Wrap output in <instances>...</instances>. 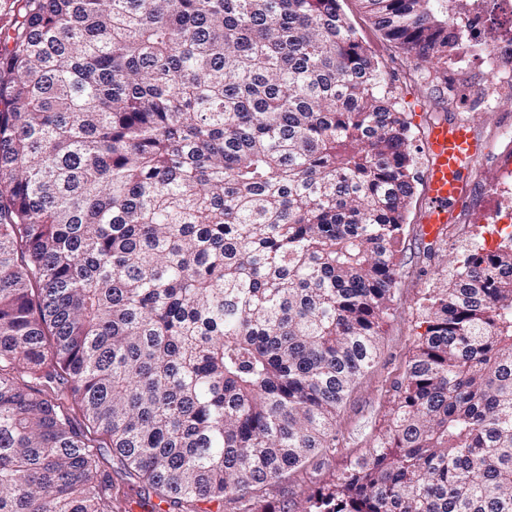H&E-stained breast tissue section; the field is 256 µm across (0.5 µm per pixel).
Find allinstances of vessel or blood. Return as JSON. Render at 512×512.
I'll return each mask as SVG.
<instances>
[{
	"label": "vessel or blood",
	"instance_id": "obj_1",
	"mask_svg": "<svg viewBox=\"0 0 512 512\" xmlns=\"http://www.w3.org/2000/svg\"><path fill=\"white\" fill-rule=\"evenodd\" d=\"M425 152L427 207L422 232L435 239L445 225L456 222L462 200L470 195L469 165L482 154L483 144L469 122L440 121L429 128Z\"/></svg>",
	"mask_w": 512,
	"mask_h": 512
}]
</instances>
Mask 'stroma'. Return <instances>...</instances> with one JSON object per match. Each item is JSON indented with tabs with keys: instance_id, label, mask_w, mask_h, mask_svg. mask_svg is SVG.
I'll return each instance as SVG.
<instances>
[{
	"instance_id": "1",
	"label": "stroma",
	"mask_w": 512,
	"mask_h": 512,
	"mask_svg": "<svg viewBox=\"0 0 512 512\" xmlns=\"http://www.w3.org/2000/svg\"><path fill=\"white\" fill-rule=\"evenodd\" d=\"M357 38L382 67L415 127L411 151L415 172L426 167L424 149L426 115L471 123L482 139L503 127L512 128V92L490 104H480L483 92L496 81L494 74L476 66L449 73L447 81L435 80L437 62L422 61L388 41L362 9L359 0H339ZM512 156V141L498 142L475 161V185L457 223L447 225L436 242L423 239L420 226L426 207L425 190L416 186L402 244L400 277L391 310L382 325L379 351L373 366L354 384L336 416V451L311 459L303 469L273 483L264 500L279 512H300L304 500L331 476L364 454L387 423V414L398 383L412 357L421 332L422 305L436 275L447 274L468 249L482 245L499 200L498 184L505 181L502 165Z\"/></svg>"
}]
</instances>
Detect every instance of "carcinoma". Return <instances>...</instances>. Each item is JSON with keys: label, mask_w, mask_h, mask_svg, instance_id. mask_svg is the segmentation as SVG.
Here are the masks:
<instances>
[{"label": "carcinoma", "mask_w": 512, "mask_h": 512, "mask_svg": "<svg viewBox=\"0 0 512 512\" xmlns=\"http://www.w3.org/2000/svg\"><path fill=\"white\" fill-rule=\"evenodd\" d=\"M0 512H256L379 350L412 121L339 0H16ZM448 64V0H361ZM386 429L301 512H512V232L428 289ZM107 464H105L106 469L111 473L112 480L115 483L116 487H121V491L128 492L130 494V504H126V510H129L127 512H151L147 511L150 510V507L141 508L139 507L135 502L138 500V497L135 495L134 491L128 490L127 486L124 484L123 475L121 473L120 465L117 462V459L115 458L113 460L112 458V449L108 452L107 455Z\"/></svg>", "instance_id": "cac0c4a2"}]
</instances>
